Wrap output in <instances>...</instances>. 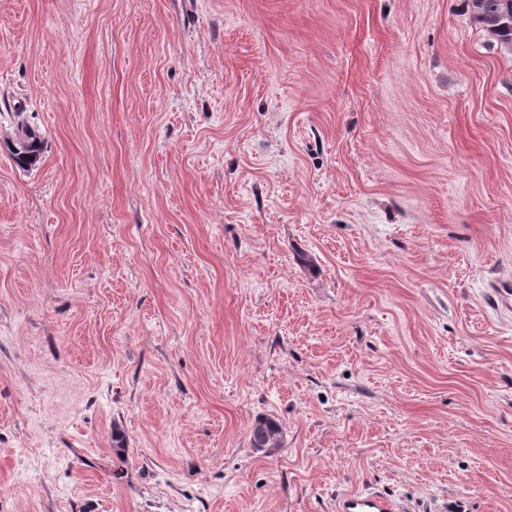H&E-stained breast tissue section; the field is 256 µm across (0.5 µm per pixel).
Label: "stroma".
<instances>
[{
  "label": "stroma",
  "instance_id": "35a3bbf8",
  "mask_svg": "<svg viewBox=\"0 0 512 512\" xmlns=\"http://www.w3.org/2000/svg\"><path fill=\"white\" fill-rule=\"evenodd\" d=\"M500 284L465 0H0V512H512ZM13 147L27 152L24 157L19 156L18 158H14L21 169L30 170L32 167H35L42 158L45 150V142L36 131L21 127V131L18 130L16 143ZM397 510L390 498L370 491L346 493L336 500V512H396Z\"/></svg>",
  "mask_w": 512,
  "mask_h": 512
}]
</instances>
